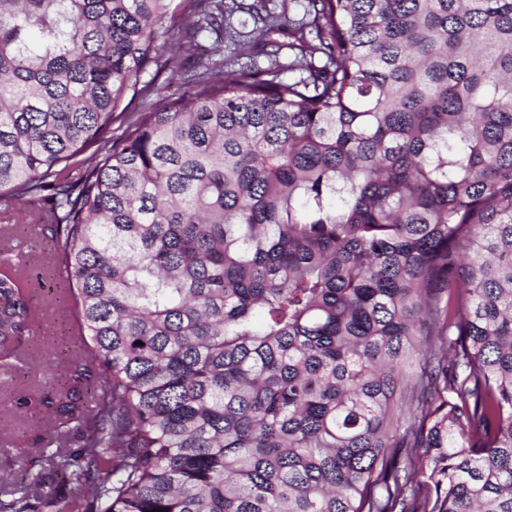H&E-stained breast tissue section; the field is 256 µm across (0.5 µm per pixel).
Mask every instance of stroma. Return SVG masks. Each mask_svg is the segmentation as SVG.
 Segmentation results:
<instances>
[{
    "label": "stroma",
    "instance_id": "obj_1",
    "mask_svg": "<svg viewBox=\"0 0 512 512\" xmlns=\"http://www.w3.org/2000/svg\"><path fill=\"white\" fill-rule=\"evenodd\" d=\"M46 204L31 197L0 200V261H10L33 292L38 320L11 364L0 365V492L40 468L54 422L39 404L18 411L26 392L54 396L80 353L69 314L70 293L56 274Z\"/></svg>",
    "mask_w": 512,
    "mask_h": 512
}]
</instances>
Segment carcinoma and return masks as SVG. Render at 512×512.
<instances>
[{"mask_svg": "<svg viewBox=\"0 0 512 512\" xmlns=\"http://www.w3.org/2000/svg\"><path fill=\"white\" fill-rule=\"evenodd\" d=\"M173 2L0 0V198L51 190L90 360L71 495L0 512H512V0H185L270 65L216 41L114 141ZM35 322L1 271L0 361Z\"/></svg>", "mask_w": 512, "mask_h": 512, "instance_id": "obj_1", "label": "carcinoma"}]
</instances>
